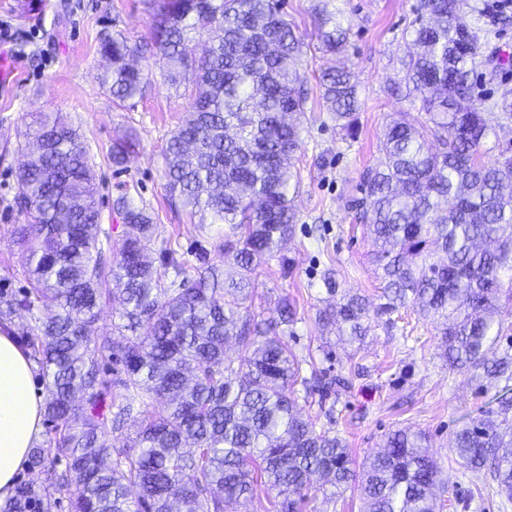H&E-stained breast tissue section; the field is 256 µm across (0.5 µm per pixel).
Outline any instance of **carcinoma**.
I'll return each mask as SVG.
<instances>
[{"label": "carcinoma", "mask_w": 512, "mask_h": 512, "mask_svg": "<svg viewBox=\"0 0 512 512\" xmlns=\"http://www.w3.org/2000/svg\"><path fill=\"white\" fill-rule=\"evenodd\" d=\"M283 0H153L151 42L172 85L191 82L190 107L163 149L165 190L201 224L224 225L221 276L206 264L177 260L172 241L153 235L155 216L126 193L112 202L132 233L112 260L100 239L94 165L77 130L58 113H43L33 149L19 166L26 213L19 244L28 274L21 293L0 292V326L20 309L37 310L25 346L48 380L44 416L56 438L33 449L34 478L16 486L3 512H49V485L36 476L65 461L71 512H236L240 499L264 483L283 496L275 512H299L309 478L341 489L360 481L364 512H442L432 493L440 468L427 438L410 427L387 435L363 465L330 427L302 414L297 392L319 396L331 387L322 372L303 373L285 340L297 307L278 304L264 317L247 305L257 262L280 253L298 216L289 198L300 177L291 159L303 150L296 117L308 97L299 59L304 42L282 12ZM462 0H419L420 23L401 59L407 94L421 116L386 125L380 164L363 177L356 202L381 270L380 303L337 288L323 274L328 304L316 321L339 340L361 342L370 310L387 316L410 307L443 336L444 357L460 368H483L491 382L512 380V353L488 354L512 325L501 318L512 302V147L494 163L480 147L494 127L512 120V101L479 106L476 89L494 80L502 62L482 58L490 32L461 26ZM319 50L340 54L347 30L327 0L315 6ZM212 37L196 53L195 35ZM99 53L111 68L100 84L118 107L145 93L148 77L131 63L146 47L105 34ZM322 106L336 126L357 133V84L344 67L319 75ZM137 146L115 140L108 157L123 169ZM158 253L168 274L155 266ZM123 306L124 343H93L91 331L113 293ZM235 341L236 358L225 345ZM117 359L123 401L113 421L145 409L127 449H113L107 425L83 410L107 384L101 366ZM471 472L488 466L499 493L512 498V399L484 410L452 439ZM138 496L131 497V489Z\"/></svg>", "instance_id": "1"}]
</instances>
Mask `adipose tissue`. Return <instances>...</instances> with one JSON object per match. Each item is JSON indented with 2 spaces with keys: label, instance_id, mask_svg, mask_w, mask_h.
Instances as JSON below:
<instances>
[{
  "label": "adipose tissue",
  "instance_id": "ef3b65f1",
  "mask_svg": "<svg viewBox=\"0 0 512 512\" xmlns=\"http://www.w3.org/2000/svg\"><path fill=\"white\" fill-rule=\"evenodd\" d=\"M42 421L32 364L11 336L0 334V501L11 494Z\"/></svg>",
  "mask_w": 512,
  "mask_h": 512
}]
</instances>
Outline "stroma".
Listing matches in <instances>:
<instances>
[{"instance_id": "obj_1", "label": "stroma", "mask_w": 512, "mask_h": 512, "mask_svg": "<svg viewBox=\"0 0 512 512\" xmlns=\"http://www.w3.org/2000/svg\"><path fill=\"white\" fill-rule=\"evenodd\" d=\"M317 0H285L288 20L306 44L301 69L309 90L302 120L304 149L295 167L302 184L294 199L299 220L284 246V261L260 262L252 306L271 312L279 298L298 303V322L288 344L303 367H314L345 380L326 403L333 408L334 431L344 439L355 466L378 451L393 430L412 427L426 434L441 468L438 498L459 499L460 507L443 512H512V499L493 492L485 474L466 471L449 449L453 432L498 396L512 397V381L489 385L482 370H458L443 356L440 336L412 309L393 315L394 327L372 316L363 343L347 344L322 334L314 322L326 292L322 276L336 271L341 288L377 302L378 270L371 259L366 230L348 202L360 197L364 171L379 164V140L389 118L417 117L419 108L393 92L405 40L415 26L418 0H333L348 30L345 52L337 57L318 51ZM149 0H0V21L8 22L12 76L0 88V289L21 292L27 273L16 243L25 216L14 206L20 194L17 167L35 114L62 113L77 126L101 189L97 197L101 229L108 233L106 252H115L127 226L113 211L119 184L135 203L153 208L155 233L173 239L180 258L206 253L223 265L224 234L200 225L186 211L171 208L164 189L162 150L189 106V92L171 87L163 63L153 53L139 59L149 88L132 106H115L97 76L108 65L98 52L102 35L122 32L131 43L151 38ZM348 68L358 83L360 108L356 139L344 137L318 105L320 71ZM136 133L139 146L122 172L108 160L113 140Z\"/></svg>"}]
</instances>
